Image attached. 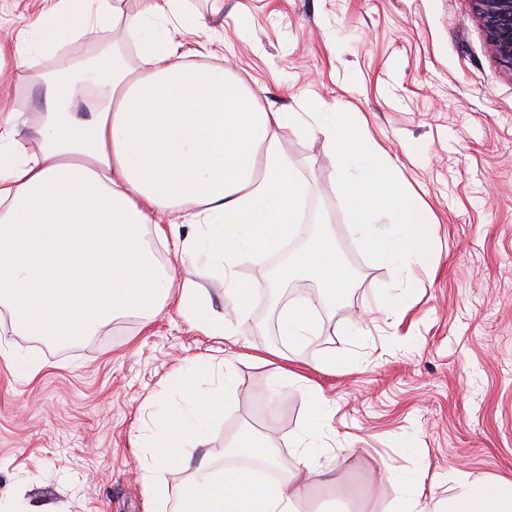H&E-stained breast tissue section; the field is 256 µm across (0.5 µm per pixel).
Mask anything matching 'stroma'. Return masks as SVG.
Here are the masks:
<instances>
[{
	"label": "stroma",
	"instance_id": "35a3bbf8",
	"mask_svg": "<svg viewBox=\"0 0 512 512\" xmlns=\"http://www.w3.org/2000/svg\"><path fill=\"white\" fill-rule=\"evenodd\" d=\"M47 0H0V106L29 126L38 85L59 57L111 51L109 30L91 27L58 51L23 52ZM207 29L187 46L223 49L224 68L259 104L298 113L280 133L302 180V219L279 253L283 264L319 233L332 240L351 283L335 308L320 304L316 278L272 281L270 257L235 268L253 286L243 343L204 334L175 311L148 327L121 317L78 343L21 336L0 305V512H172L192 472L141 481L153 415L180 403L173 382L202 359L234 363L235 393L191 458L229 466L224 448L251 427L293 466L294 445L314 435L318 461L334 468L355 499L377 512L400 497L388 468L424 479L429 512L455 494V474L512 479V74L489 52L470 0H186ZM342 112L361 119L398 165L430 221L432 256L402 268L380 261L364 236L391 235L378 215L352 232L341 182L311 119ZM176 281L206 288L224 304L215 269L166 256ZM312 304L320 335L298 347L279 338L278 315ZM283 352L282 374L264 359ZM38 360L34 378L20 368ZM297 375L276 397L284 372ZM327 400L315 426L307 389Z\"/></svg>",
	"mask_w": 512,
	"mask_h": 512
}]
</instances>
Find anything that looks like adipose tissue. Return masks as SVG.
<instances>
[{
  "label": "adipose tissue",
  "mask_w": 512,
  "mask_h": 512,
  "mask_svg": "<svg viewBox=\"0 0 512 512\" xmlns=\"http://www.w3.org/2000/svg\"><path fill=\"white\" fill-rule=\"evenodd\" d=\"M142 2L130 17L115 0H56L38 20L43 50L107 20L115 41L138 33L136 67L116 54L97 69L101 102L94 111H72L83 93L76 82L44 78L33 153L15 137L21 113L0 115V299L8 301L19 335L76 343L122 316L151 323L173 305L209 335L232 339L234 323L223 312L205 311L208 295L200 284H174L157 248L221 270L224 304L242 323L253 289L235 266L277 251L301 221L300 178L280 144L286 113L260 105L224 68L203 60L185 64L171 37L142 36L143 28L183 11L182 0ZM312 119L326 153L348 175L344 197L354 231L363 233L376 213H389L396 233L368 240V247L390 265L424 261L430 221L404 189L391 156L369 161L367 141L346 116L317 112ZM291 271L313 274L332 293L347 285L324 236ZM310 310L300 303L282 310L279 334L289 345L315 335ZM200 380V371L183 374L181 405L154 420L144 443V485L184 463L185 443L234 393L232 368H225L221 386L204 391ZM232 448L233 456L280 468L278 480L264 481L247 468L218 471L204 457L177 512H300L302 491L313 484L329 485L340 502L349 499L338 477L314 462L308 438L299 441L289 470L250 429ZM446 509L512 512V480L462 482Z\"/></svg>",
  "instance_id": "1"
}]
</instances>
